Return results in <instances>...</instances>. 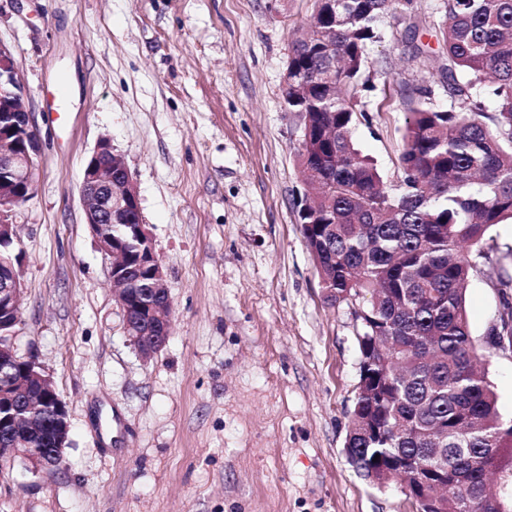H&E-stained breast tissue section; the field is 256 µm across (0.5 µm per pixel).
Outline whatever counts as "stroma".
I'll return each instance as SVG.
<instances>
[{
	"mask_svg": "<svg viewBox=\"0 0 512 512\" xmlns=\"http://www.w3.org/2000/svg\"><path fill=\"white\" fill-rule=\"evenodd\" d=\"M384 15L367 47L355 130L398 185L405 96L429 85L443 0ZM313 0H0V43L40 138L17 211L16 345L52 379L70 422L62 462L0 476V512H412L371 485L345 442L359 382L352 306L327 300L295 201L303 115L284 75ZM431 58L412 59L414 45ZM68 112L50 108L57 80ZM109 140L137 185L173 303L172 334L142 359L124 330L109 261L85 222L84 164ZM466 291L488 348L512 274V224L488 232ZM487 380L512 417V353Z\"/></svg>",
	"mask_w": 512,
	"mask_h": 512,
	"instance_id": "1",
	"label": "stroma"
}]
</instances>
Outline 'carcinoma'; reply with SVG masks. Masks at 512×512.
<instances>
[{
	"label": "carcinoma",
	"mask_w": 512,
	"mask_h": 512,
	"mask_svg": "<svg viewBox=\"0 0 512 512\" xmlns=\"http://www.w3.org/2000/svg\"><path fill=\"white\" fill-rule=\"evenodd\" d=\"M413 0H336V99L321 84L316 30L299 32L290 59L307 95L288 91L309 139L297 158L318 208L298 209L306 247L326 268L334 303H355L367 391L357 397L347 459L382 485V470L414 483L415 512H512V419L502 417L474 341L465 291L480 244L512 223V0H444L439 72L448 109L426 86L405 101L408 121L396 191L354 142L355 97L380 18ZM494 85L487 115L477 85ZM512 353V307L491 329Z\"/></svg>",
	"instance_id": "1"
}]
</instances>
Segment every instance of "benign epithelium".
<instances>
[{
    "label": "benign epithelium",
    "mask_w": 512,
    "mask_h": 512,
    "mask_svg": "<svg viewBox=\"0 0 512 512\" xmlns=\"http://www.w3.org/2000/svg\"><path fill=\"white\" fill-rule=\"evenodd\" d=\"M25 95L12 52L0 43V246L18 241L13 231L16 211L32 196L40 151ZM81 193L86 224L110 259L109 278L125 332L140 355L151 358L170 336L172 300L148 226L128 222L131 212L141 211L138 190L110 141H100L87 159ZM108 224L117 234L104 232ZM0 267L8 270L0 275V331L8 328L12 336L0 342V460L9 464L21 458L36 468L53 466L69 437L66 406L36 359L17 353L13 327L20 320L23 273L10 256L0 258ZM47 416L55 425L53 447L35 448L32 434Z\"/></svg>",
    "instance_id": "benign-epithelium-1"
}]
</instances>
